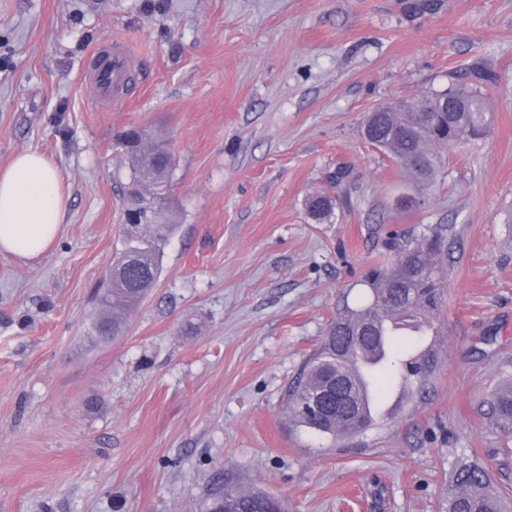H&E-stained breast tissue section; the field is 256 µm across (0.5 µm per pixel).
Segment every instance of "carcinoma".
Returning <instances> with one entry per match:
<instances>
[{
	"instance_id": "cac0c4a2",
	"label": "carcinoma",
	"mask_w": 512,
	"mask_h": 512,
	"mask_svg": "<svg viewBox=\"0 0 512 512\" xmlns=\"http://www.w3.org/2000/svg\"><path fill=\"white\" fill-rule=\"evenodd\" d=\"M463 99L469 112H431L438 97ZM493 114L486 109L483 93L467 84H454L445 91L430 92L417 104L400 102L385 105L365 115L362 137L404 170L417 185L425 188L435 182L441 164V150L462 141L481 140ZM131 183L144 198L168 202L174 163L145 128H131L120 141ZM337 197L316 194L309 197L310 214L320 220L333 212ZM176 225L164 224L161 232L149 227L141 237L122 234L115 249L113 265L97 289L99 314L95 332L107 328L112 335L122 333L128 314L161 276L165 246ZM448 226L402 233L393 230L385 242L386 252L375 261L361 281L365 297L342 308L330 321L317 349L309 356L300 378L288 387L287 408L291 422L313 433L333 438L362 432L375 417L360 413L353 386L342 367L353 362L352 343L378 336L376 317L390 307L402 320L414 326L428 323L439 307L446 288L444 256ZM415 342L403 332L393 333L387 352L370 370L368 383L373 401L380 406L393 384L403 379L420 391L428 384L436 357L426 351L410 358ZM340 380L347 391V405L341 410L322 412L312 398L326 385ZM497 422L512 429V380L499 387L492 397ZM488 475L475 466H465L450 494L448 512H496L495 496L489 490ZM208 512H282L277 498L261 490H243L236 485L219 484L210 494Z\"/></svg>"
}]
</instances>
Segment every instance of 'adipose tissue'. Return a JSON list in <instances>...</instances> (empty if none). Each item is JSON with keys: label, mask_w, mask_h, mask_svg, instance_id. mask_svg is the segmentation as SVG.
<instances>
[{"label": "adipose tissue", "mask_w": 512, "mask_h": 512, "mask_svg": "<svg viewBox=\"0 0 512 512\" xmlns=\"http://www.w3.org/2000/svg\"><path fill=\"white\" fill-rule=\"evenodd\" d=\"M65 210L58 171L44 155L24 151L0 169V251L42 255L60 235Z\"/></svg>", "instance_id": "ef3b65f1"}]
</instances>
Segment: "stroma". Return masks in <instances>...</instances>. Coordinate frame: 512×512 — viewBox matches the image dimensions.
Masks as SVG:
<instances>
[{
	"mask_svg": "<svg viewBox=\"0 0 512 512\" xmlns=\"http://www.w3.org/2000/svg\"><path fill=\"white\" fill-rule=\"evenodd\" d=\"M124 41L121 110L85 72ZM481 84L486 137L412 184L360 136L366 113ZM148 126L174 157L164 270L101 339L92 293L123 224L118 144ZM58 169L62 231L0 252V512H207L219 482L287 512H448L461 464L512 512V432L488 401L512 373V0H0V167ZM338 195L313 219L314 192ZM448 224L426 389L363 433L294 427L284 397L389 229Z\"/></svg>",
	"mask_w": 512,
	"mask_h": 512,
	"instance_id": "stroma-1",
	"label": "stroma"
}]
</instances>
